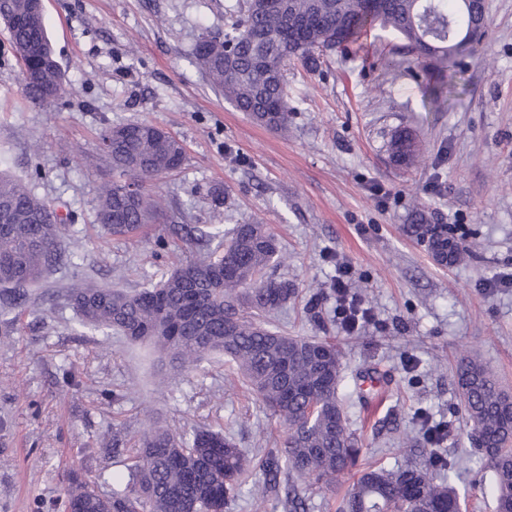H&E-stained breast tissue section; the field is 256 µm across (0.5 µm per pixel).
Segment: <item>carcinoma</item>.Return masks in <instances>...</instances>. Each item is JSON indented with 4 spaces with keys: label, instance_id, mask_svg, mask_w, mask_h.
<instances>
[{
    "label": "carcinoma",
    "instance_id": "carcinoma-1",
    "mask_svg": "<svg viewBox=\"0 0 512 512\" xmlns=\"http://www.w3.org/2000/svg\"><path fill=\"white\" fill-rule=\"evenodd\" d=\"M237 10L242 17L224 35H202L196 64L224 100L276 131L287 130L290 122L288 61L314 64L316 52L356 44L378 24L401 35L407 52L425 51L447 68L459 55L453 31L486 25L484 0H381L373 14L363 0H278L275 7L244 0L229 6V12ZM1 14L12 20L8 30L25 97L54 102L64 83L44 11L29 0H0ZM30 70L43 79H28ZM101 143L111 146L106 158L116 178L100 189L97 222L106 234L133 236L164 217L152 187L181 167L183 148L145 121L107 128ZM388 151L399 165L417 158L407 131L391 138ZM128 179L140 188L135 199L127 192ZM61 223L27 183L0 173L1 288L20 292L64 260ZM405 231L435 254L448 250L450 265L466 254L451 237L443 245L433 224H408ZM189 234L207 245L214 239L219 243L172 271L150 275L149 286L141 290L76 285L66 300L81 326L151 343L187 369L198 367L208 354H223L269 415L285 426L283 446L253 453L221 431L192 427L174 433L153 425L138 440L128 480L103 494L74 473L64 512H224L234 497L266 493L282 473L333 493L356 465L361 448L340 396L344 367L336 344L285 336L260 320L295 293L288 280L267 275L279 262L274 234L263 224L208 233L191 228ZM456 382L465 423L487 445L482 461L492 473L496 512H512V394L490 366L477 360L458 368ZM427 444L419 461L360 470L338 512H462L460 495L445 474L448 460L434 439ZM257 472L264 482L248 483Z\"/></svg>",
    "mask_w": 512,
    "mask_h": 512
}]
</instances>
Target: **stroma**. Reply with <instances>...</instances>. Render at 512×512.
<instances>
[{
    "label": "stroma",
    "instance_id": "35a3bbf8",
    "mask_svg": "<svg viewBox=\"0 0 512 512\" xmlns=\"http://www.w3.org/2000/svg\"><path fill=\"white\" fill-rule=\"evenodd\" d=\"M235 0H44L65 93L25 99L9 32L0 22V168L25 180L66 219L70 262L0 307V512H59L71 474L108 492L126 476L110 453L153 423L223 430L241 448H277L284 427L228 378L218 355L173 367L146 344L80 327L63 296L73 284L141 289L147 276L197 255L181 227L259 223L283 261L271 276L295 289L269 314L272 329L327 338L342 354L346 388L374 369L386 383L349 410L359 467L403 464L406 437L445 424L463 512H494L492 475L466 435L455 373L462 359L491 365L512 388V288L480 280L512 273V0H486L487 37L448 74L374 27L360 44L328 49L317 68L290 61L287 131L253 122L215 92L195 63L202 33H223ZM460 95H435L448 82ZM149 121L178 139L182 166L154 191L167 215L133 237L95 217L97 188L113 178L99 159L108 127ZM410 129L419 165H394L386 145ZM439 181L442 193L430 189ZM463 224L468 250L439 264L405 225ZM374 322L344 333L330 283L336 257Z\"/></svg>",
    "mask_w": 512,
    "mask_h": 512
}]
</instances>
